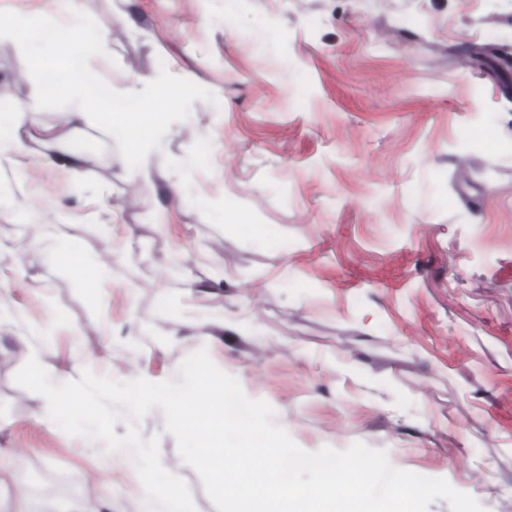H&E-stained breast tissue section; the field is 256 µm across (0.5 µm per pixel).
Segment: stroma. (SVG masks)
<instances>
[{
  "label": "stroma",
  "mask_w": 512,
  "mask_h": 512,
  "mask_svg": "<svg viewBox=\"0 0 512 512\" xmlns=\"http://www.w3.org/2000/svg\"><path fill=\"white\" fill-rule=\"evenodd\" d=\"M48 18L158 95L147 175L106 118L61 124L43 75L68 55L23 48ZM491 28L512 46V0H0V114L25 144L0 163V512L48 479L64 512H144L134 467L15 383L34 346L64 382L174 380L207 348L303 449L361 441L512 512V251L487 247L512 230V72L448 57ZM72 241L115 277L73 276ZM164 424L153 408L143 438L217 512Z\"/></svg>",
  "instance_id": "1"
}]
</instances>
